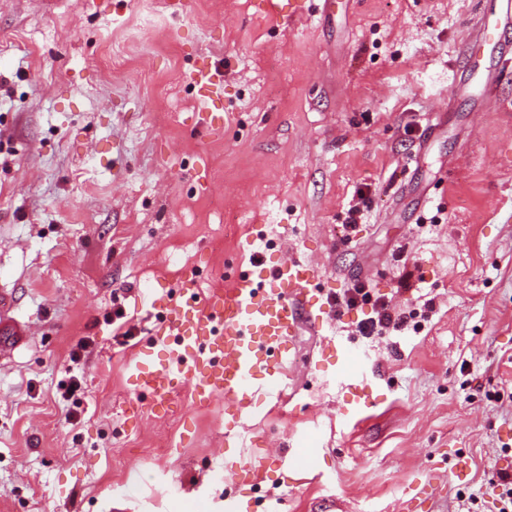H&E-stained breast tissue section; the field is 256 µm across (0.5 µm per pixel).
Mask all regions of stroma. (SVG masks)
<instances>
[{"label":"stroma","instance_id":"obj_1","mask_svg":"<svg viewBox=\"0 0 512 512\" xmlns=\"http://www.w3.org/2000/svg\"><path fill=\"white\" fill-rule=\"evenodd\" d=\"M491 0H0V289L29 342L0 363V512H489L512 455V73L472 100L460 45ZM224 70V131L187 74ZM369 207L349 224L353 196ZM315 263L335 294L424 312L365 338L368 303L324 319L224 441V398L134 415L127 363L146 288L201 295L253 260ZM412 286L398 292L404 263ZM123 310L132 337L119 336ZM367 362L365 403L335 376ZM78 377L71 399L59 388ZM318 470L295 466L305 441Z\"/></svg>","mask_w":512,"mask_h":512}]
</instances>
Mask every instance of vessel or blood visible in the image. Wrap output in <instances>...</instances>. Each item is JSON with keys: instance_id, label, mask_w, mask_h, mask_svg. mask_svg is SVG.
Wrapping results in <instances>:
<instances>
[{"instance_id": "1", "label": "vessel or blood", "mask_w": 512, "mask_h": 512, "mask_svg": "<svg viewBox=\"0 0 512 512\" xmlns=\"http://www.w3.org/2000/svg\"><path fill=\"white\" fill-rule=\"evenodd\" d=\"M511 23L512 0H498L492 20L478 30L476 39H464L461 45L468 58L482 45L496 53L495 65L478 75L481 92L492 91L501 73L512 67V53L503 41ZM188 80L204 104L200 127L219 133L216 103L224 88L223 72L199 68ZM319 278L313 264L289 259L271 266L254 263L229 288L206 297L198 293L193 273L183 278L177 297L148 291L154 321L128 367L131 394L160 416L169 412L178 385L190 387L193 404L220 395L229 410L245 408L257 385L279 389L283 352L294 346L304 324L333 314ZM10 310V297L0 292L1 360L29 339L27 326L11 317Z\"/></svg>"}]
</instances>
